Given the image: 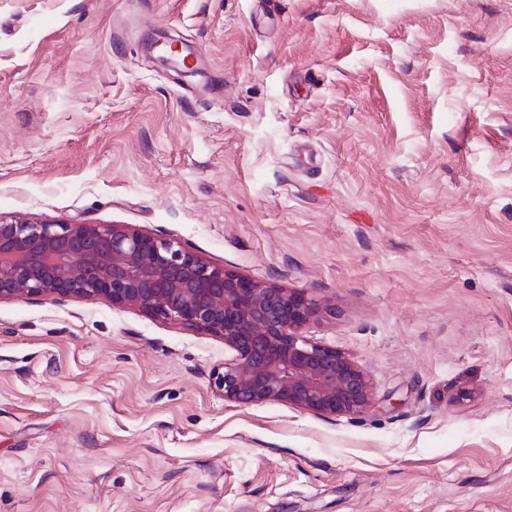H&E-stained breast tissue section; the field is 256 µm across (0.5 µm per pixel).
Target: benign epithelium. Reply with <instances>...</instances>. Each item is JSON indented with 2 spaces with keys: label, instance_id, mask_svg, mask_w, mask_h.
Instances as JSON below:
<instances>
[{
  "label": "benign epithelium",
  "instance_id": "benign-epithelium-1",
  "mask_svg": "<svg viewBox=\"0 0 512 512\" xmlns=\"http://www.w3.org/2000/svg\"><path fill=\"white\" fill-rule=\"evenodd\" d=\"M174 42L159 59L189 68ZM103 297L224 340V399L280 401L321 416L376 407L348 354L303 336L319 312L304 293L216 267L180 243L124 224H53L0 216V301Z\"/></svg>",
  "mask_w": 512,
  "mask_h": 512
}]
</instances>
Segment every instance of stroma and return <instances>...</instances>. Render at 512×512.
<instances>
[{
	"label": "stroma",
	"instance_id": "obj_1",
	"mask_svg": "<svg viewBox=\"0 0 512 512\" xmlns=\"http://www.w3.org/2000/svg\"><path fill=\"white\" fill-rule=\"evenodd\" d=\"M0 215L297 289L378 403L240 405L219 337L2 301L0 512H512V0H0Z\"/></svg>",
	"mask_w": 512,
	"mask_h": 512
}]
</instances>
